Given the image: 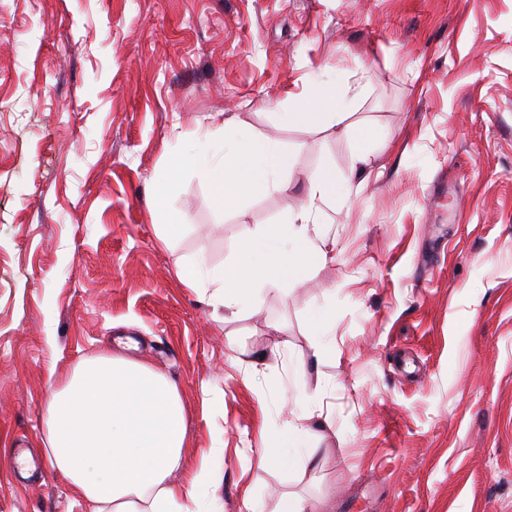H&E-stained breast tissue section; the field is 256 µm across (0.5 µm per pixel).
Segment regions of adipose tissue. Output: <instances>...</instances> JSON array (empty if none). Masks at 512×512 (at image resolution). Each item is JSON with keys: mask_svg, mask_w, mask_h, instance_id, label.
<instances>
[{"mask_svg": "<svg viewBox=\"0 0 512 512\" xmlns=\"http://www.w3.org/2000/svg\"><path fill=\"white\" fill-rule=\"evenodd\" d=\"M364 84L338 85L318 79L295 95V108L279 115L283 125L315 130L339 128L354 139L350 176L339 179L323 165L306 177L303 198L278 223L253 233L235 261L219 271L203 261H178L177 277L189 288L211 281L213 306L238 316L253 308L268 288L297 286L306 268L331 260L336 243L323 229L324 206L346 203L353 181L365 180L371 126L352 121V109ZM220 153L177 154L167 177L155 186L152 213L163 242L180 234V218L167 205L173 182L183 168H193L209 187L217 209L232 210L255 197L288 193L294 156L266 135L236 134L229 121L206 132ZM48 460L77 493L89 512H207L203 498L215 497L216 475L208 457L185 483L173 481L185 446L187 420L175 385L152 367L122 356H103L79 366L62 384L51 387L44 414ZM323 422L304 426L289 421L261 467L286 462L307 471L317 468L315 442Z\"/></svg>", "mask_w": 512, "mask_h": 512, "instance_id": "adipose-tissue-1", "label": "adipose tissue"}]
</instances>
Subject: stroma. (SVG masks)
I'll use <instances>...</instances> for the list:
<instances>
[{"label":"stroma","instance_id":"1","mask_svg":"<svg viewBox=\"0 0 512 512\" xmlns=\"http://www.w3.org/2000/svg\"><path fill=\"white\" fill-rule=\"evenodd\" d=\"M372 89L362 188L323 223L334 258L300 288L214 318L175 261L231 264L298 194L218 211L173 153L224 113L348 177L353 142L284 127L314 77ZM328 325L313 328L311 313ZM178 388L183 479L203 451L221 512H512V0H0V512H88L51 468L48 384L118 355ZM266 367L253 369L256 353ZM329 427L314 474L259 470L292 414Z\"/></svg>","mask_w":512,"mask_h":512}]
</instances>
